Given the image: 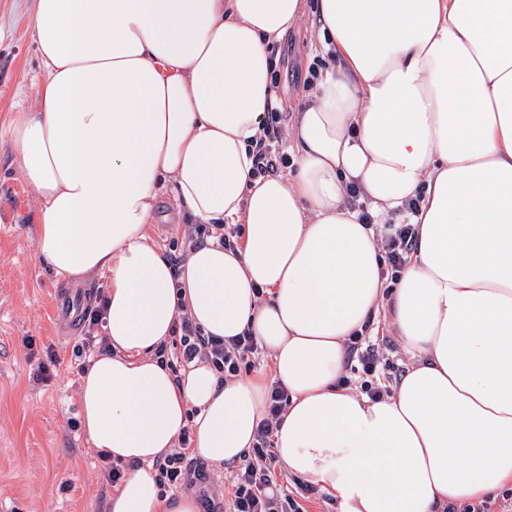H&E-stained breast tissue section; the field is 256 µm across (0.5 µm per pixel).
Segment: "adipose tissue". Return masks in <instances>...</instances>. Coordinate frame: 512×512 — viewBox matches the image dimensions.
Masks as SVG:
<instances>
[{"label": "adipose tissue", "mask_w": 512, "mask_h": 512, "mask_svg": "<svg viewBox=\"0 0 512 512\" xmlns=\"http://www.w3.org/2000/svg\"><path fill=\"white\" fill-rule=\"evenodd\" d=\"M313 12L337 66L287 133L294 169L255 177L275 47ZM37 111L10 138L37 192L38 257L105 278L110 353L79 384L93 448L125 464L109 512H200L154 462L238 463L289 398L278 459L340 512H445L512 485V0H35ZM196 224H240L173 270L148 226L162 188ZM356 188L362 208L347 205ZM418 212H408L411 199ZM416 225L396 287L374 227ZM248 332L273 378L181 377L156 348L180 314ZM387 321L409 357L391 395L344 386L351 336Z\"/></svg>", "instance_id": "adipose-tissue-1"}]
</instances>
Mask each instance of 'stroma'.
Returning <instances> with one entry per match:
<instances>
[{
	"mask_svg": "<svg viewBox=\"0 0 512 512\" xmlns=\"http://www.w3.org/2000/svg\"><path fill=\"white\" fill-rule=\"evenodd\" d=\"M35 0H0V512H108L113 489L104 463L81 427L78 361L72 355L83 334L63 323L58 293L104 289L102 277L79 284L54 276L36 252L39 200L20 173L9 138L14 112L32 110L40 80L39 58L27 18ZM317 21L305 15L279 45L286 56L278 91L286 114H293L318 53ZM188 220L171 189L158 197L150 239L161 248L183 239ZM35 347L26 350L25 338ZM58 362L51 379L33 374L49 353ZM205 480L190 479L175 494L220 503L235 465L205 464Z\"/></svg>",
	"mask_w": 512,
	"mask_h": 512,
	"instance_id": "35a3bbf8",
	"label": "stroma"
}]
</instances>
